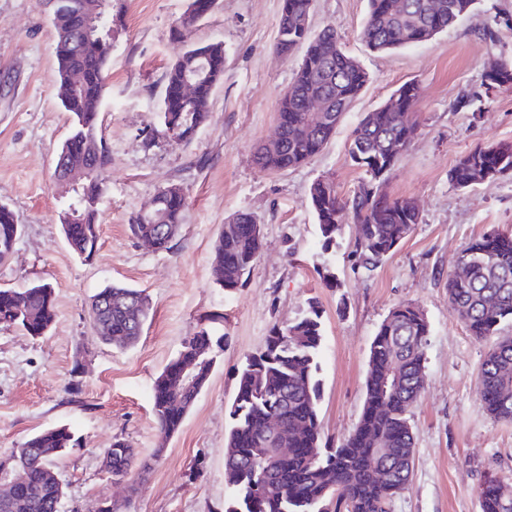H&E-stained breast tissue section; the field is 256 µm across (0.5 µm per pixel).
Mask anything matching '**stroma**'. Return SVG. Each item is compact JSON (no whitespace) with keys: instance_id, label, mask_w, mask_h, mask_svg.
<instances>
[{"instance_id":"35a3bbf8","label":"stroma","mask_w":512,"mask_h":512,"mask_svg":"<svg viewBox=\"0 0 512 512\" xmlns=\"http://www.w3.org/2000/svg\"><path fill=\"white\" fill-rule=\"evenodd\" d=\"M283 0H218L192 28L175 30L189 0H112V51L100 119L111 162L98 204L100 240L91 259L67 244L60 215L72 190L54 179L57 152L72 118L56 95L55 31L43 0H0V206L21 235L0 262V288L50 283L56 317L43 336L0 329V458L32 434L69 428L72 440L54 459L66 512H224L229 408L238 370L274 325L301 314L308 299L322 310V443L338 447L363 408L370 346L389 311L412 302L429 323L425 388L411 409L414 469L391 512H480L478 486L488 476L512 485V421L492 418L479 394L488 341L471 335L448 308V273L484 234L512 235V173L469 188L448 172L477 147L512 143V86L484 91L485 71L512 62V0H476L452 28L389 53L362 39L368 0H315L311 32L333 26L345 53L370 80L322 151L282 171L253 160L277 123V101L291 84L302 51L276 50ZM496 25L497 40L480 33ZM224 44V80L196 134L164 135L159 112L165 74L188 49ZM419 84L416 136L383 186L412 198L420 220L378 267L355 254V226L344 221L324 245L309 189L332 181L344 197L366 181L348 146L364 116L401 84ZM480 92L481 109L457 108ZM180 185L184 222L170 251L156 252L129 230L133 215L164 187ZM261 226L258 258L228 293L212 273V244L237 213ZM336 276L329 285L326 273ZM122 284L144 290L152 310L140 340L121 349L102 343L90 319L92 296ZM224 349L180 429L160 439L152 414L155 378L199 331L206 314ZM136 448L148 472L112 481L101 452L115 439Z\"/></svg>"}]
</instances>
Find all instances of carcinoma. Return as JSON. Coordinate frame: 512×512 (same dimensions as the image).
Segmentation results:
<instances>
[{
	"label": "carcinoma",
	"mask_w": 512,
	"mask_h": 512,
	"mask_svg": "<svg viewBox=\"0 0 512 512\" xmlns=\"http://www.w3.org/2000/svg\"><path fill=\"white\" fill-rule=\"evenodd\" d=\"M388 0H368L363 40L375 52L385 53L428 41L452 27L475 0H406L401 12L387 9ZM216 0H191L184 14L191 22L208 16ZM313 0H283L288 16H280L276 50L285 54L306 44L302 62L290 85L291 93L280 98L277 120L284 129L282 148L260 147L254 161L265 170L280 171L302 164L318 154L336 131L346 108L369 82L370 76L355 58L340 47L336 30L324 27L311 39L303 29ZM57 61L58 99L74 120L73 131L59 153L73 169L85 171L82 185L90 196L106 191L105 171L110 154L101 131L103 99L109 51L83 46V32L70 14L62 12L53 22ZM82 72L84 83L74 86L70 73ZM203 72L202 87L182 110L162 109L163 130L179 139L192 126L208 118L214 88L224 78V45L214 42L187 50L167 70L164 96L175 93L184 75ZM512 84V62H501L484 75V87ZM323 95L333 111L314 123L304 112V102ZM417 131L388 100L367 113L353 132L348 154L354 166L370 179L353 195L341 197L332 183L319 180L309 192L323 244L336 239L340 224L351 218L356 226V253L361 264L372 268L393 253L419 223L414 202L390 198L381 192L390 171L410 147ZM512 172V144L479 147L466 153L448 173L459 188ZM185 197L162 196L145 221L137 215L129 224L133 234H157L159 224H182ZM98 210L89 211L84 222L64 224L70 248L86 259L98 246ZM253 216L239 213L213 242V273L226 291H232L250 273L260 243L246 225ZM21 234L12 211L0 207V255L14 251ZM448 301L453 315L470 333L486 339L498 336L502 325L512 324V241L500 234H485L470 241L448 275ZM150 311L143 291L112 285L92 296L91 319L105 316L109 331L101 340L116 347L135 344ZM55 317L53 287L33 283L23 290L0 289V328H19L40 337ZM429 323L412 303L394 307L379 326L370 347L365 398L354 432L337 448L320 444L321 423L319 357L323 347L321 309L310 300L303 314L285 326L275 325L262 351L246 358L238 375L237 390L229 416L224 469L231 489L225 512H322L323 503L336 498L346 512H390L392 500L407 489L413 471L414 438L410 408L424 389L425 347ZM224 337L199 333L188 339L153 386V413L166 439L178 431L205 387L223 350ZM199 356L200 368L192 389L168 393L167 384L181 363ZM480 397L496 419L512 421V336H498L489 346L480 372ZM280 430L267 432L270 420ZM71 435L63 426L43 429L30 436L21 449L0 459V481H9L15 469L26 480L10 488L0 512H63V484L51 459L68 447ZM106 472L113 481L128 478L136 467L132 445L112 442ZM480 512H512V487L489 476L478 488Z\"/></svg>",
	"instance_id": "obj_1"
}]
</instances>
